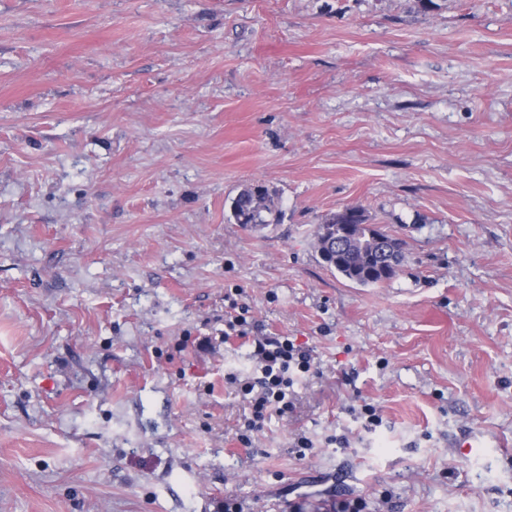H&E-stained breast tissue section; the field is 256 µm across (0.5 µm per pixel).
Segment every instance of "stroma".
<instances>
[{
    "label": "stroma",
    "instance_id": "obj_1",
    "mask_svg": "<svg viewBox=\"0 0 512 512\" xmlns=\"http://www.w3.org/2000/svg\"><path fill=\"white\" fill-rule=\"evenodd\" d=\"M348 204L392 279L318 255ZM233 301L315 359L246 443ZM228 499L512 512V0H0V512ZM272 193L263 181L252 182L241 189L230 204L235 224L256 229L281 223L284 214L276 206Z\"/></svg>",
    "mask_w": 512,
    "mask_h": 512
}]
</instances>
